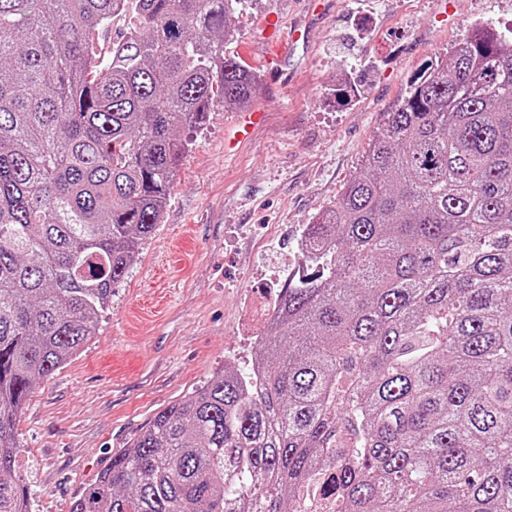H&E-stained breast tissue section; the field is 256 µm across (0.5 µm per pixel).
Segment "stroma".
<instances>
[{"mask_svg": "<svg viewBox=\"0 0 512 512\" xmlns=\"http://www.w3.org/2000/svg\"><path fill=\"white\" fill-rule=\"evenodd\" d=\"M245 0L227 50L259 76L248 109L194 134L163 222L112 289L97 334L39 381L17 423L32 512L71 502L155 414L225 363L247 368L306 224L340 194L412 79L473 28L512 29V0ZM305 32L278 66L268 13ZM251 137L225 152L246 111Z\"/></svg>", "mask_w": 512, "mask_h": 512, "instance_id": "1", "label": "stroma"}]
</instances>
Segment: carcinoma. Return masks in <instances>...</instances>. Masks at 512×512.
<instances>
[{
  "instance_id": "cac0c4a2",
  "label": "carcinoma",
  "mask_w": 512,
  "mask_h": 512,
  "mask_svg": "<svg viewBox=\"0 0 512 512\" xmlns=\"http://www.w3.org/2000/svg\"><path fill=\"white\" fill-rule=\"evenodd\" d=\"M237 0H0V512L30 391L96 335L184 127L248 104ZM255 368L161 411L69 512H512V36L411 81L306 226Z\"/></svg>"
}]
</instances>
